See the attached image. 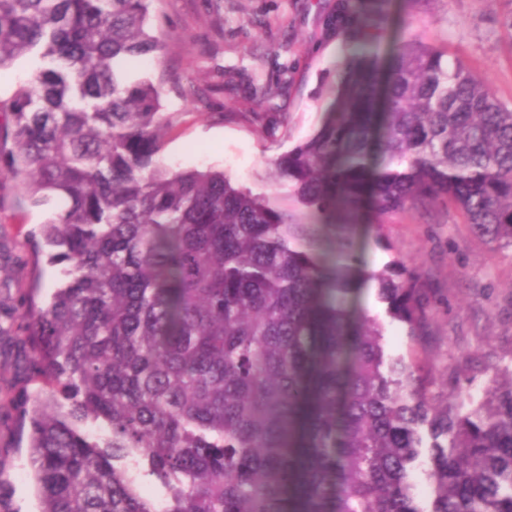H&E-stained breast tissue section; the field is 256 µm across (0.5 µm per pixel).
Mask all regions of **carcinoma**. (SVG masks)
Masks as SVG:
<instances>
[{
    "label": "carcinoma",
    "mask_w": 512,
    "mask_h": 512,
    "mask_svg": "<svg viewBox=\"0 0 512 512\" xmlns=\"http://www.w3.org/2000/svg\"><path fill=\"white\" fill-rule=\"evenodd\" d=\"M152 0H0V69L30 78L0 98V219L53 209L42 225L65 281L13 315L48 391L15 405L41 512H285L286 435L314 387L301 512H512V370L462 411L424 360L385 351L382 324L319 300L315 258L268 202L222 172L172 171L158 154L178 113L137 71L164 48ZM388 0H340L332 36L379 37ZM273 165L313 203L374 169L382 214L448 206L512 246V110L466 63L404 32L385 111L331 121ZM387 315L423 346L440 299L394 264L378 276ZM101 439L80 430L88 420ZM423 465L429 505L411 469Z\"/></svg>",
    "instance_id": "carcinoma-1"
}]
</instances>
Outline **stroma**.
<instances>
[{"mask_svg": "<svg viewBox=\"0 0 512 512\" xmlns=\"http://www.w3.org/2000/svg\"><path fill=\"white\" fill-rule=\"evenodd\" d=\"M333 0H154L151 20L172 33L147 70L162 79L164 111L179 115L163 138L161 162L173 170H221L234 186L249 190L287 213L295 227H322L326 274L348 273L344 304L379 318L386 348L405 354L404 326L387 317L377 276L392 261L428 277L441 305L424 338L435 383L432 396L445 403L452 390L448 372L475 358L466 397L484 399L489 378L512 369V247H498L472 233L459 214L442 207L378 214L367 193L358 192L309 206L293 183L278 177L272 162L312 138L330 119L343 85L355 73L384 68L404 24L430 43L443 44L449 58L471 71L512 109V52L500 18L512 0H390L383 35L365 41L360 32L326 37L322 8ZM192 85L196 98L183 100L176 85ZM279 88L272 103H260L256 89ZM283 112L280 123H247L241 112ZM49 209L26 210L0 224V319L9 320L28 283L17 270H38L47 301L59 266L35 260L32 245L49 219ZM347 226L349 245L333 239ZM23 331L0 336V512H39L31 477H19L28 441L21 437L9 403L41 385L29 370Z\"/></svg>", "mask_w": 512, "mask_h": 512, "instance_id": "1", "label": "stroma"}]
</instances>
